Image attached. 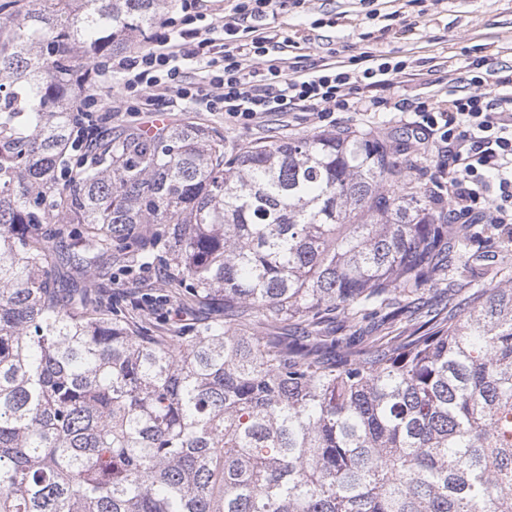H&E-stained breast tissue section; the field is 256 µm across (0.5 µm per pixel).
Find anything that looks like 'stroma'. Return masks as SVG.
<instances>
[{
  "instance_id": "stroma-1",
  "label": "stroma",
  "mask_w": 512,
  "mask_h": 512,
  "mask_svg": "<svg viewBox=\"0 0 512 512\" xmlns=\"http://www.w3.org/2000/svg\"><path fill=\"white\" fill-rule=\"evenodd\" d=\"M264 26L277 33L288 56H303L309 65L347 63L372 51L408 61L419 74L407 84L412 96L449 91L446 73L468 59L485 60L491 83L502 66H512V0H415L399 13L392 0H287L266 16ZM163 114L169 125L197 121L216 128L229 152L257 139L299 137L329 127L316 115L299 112L275 113L256 127L240 129L225 122L223 113L197 112L181 101ZM337 126L371 131L397 147L415 146L406 123L391 110L341 112Z\"/></svg>"
}]
</instances>
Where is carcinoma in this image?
Masks as SVG:
<instances>
[{"instance_id":"1","label":"carcinoma","mask_w":512,"mask_h":512,"mask_svg":"<svg viewBox=\"0 0 512 512\" xmlns=\"http://www.w3.org/2000/svg\"><path fill=\"white\" fill-rule=\"evenodd\" d=\"M172 2L0 0V512H512V279L467 266L512 240L407 151L162 126L61 178L77 79ZM147 264L220 314L98 291Z\"/></svg>"}]
</instances>
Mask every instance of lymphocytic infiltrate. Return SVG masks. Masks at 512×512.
Returning <instances> with one entry per match:
<instances>
[{"mask_svg":"<svg viewBox=\"0 0 512 512\" xmlns=\"http://www.w3.org/2000/svg\"><path fill=\"white\" fill-rule=\"evenodd\" d=\"M203 0H182L181 26L152 34L146 48L116 57L128 112L175 97L205 112L223 113L233 125L249 128L270 112H314L321 120L338 112H370L383 106L407 114L423 152L448 158V177L439 183L452 224H494L512 236V76L489 90L468 64L465 93L447 99L395 101L376 96L405 74V61L367 52L360 70L334 63L314 67L288 58H270L277 46L261 32L241 42L245 23L266 16L273 0H235L222 20L223 43L212 28L193 27Z\"/></svg>","mask_w":512,"mask_h":512,"instance_id":"1","label":"lymphocytic infiltrate"}]
</instances>
